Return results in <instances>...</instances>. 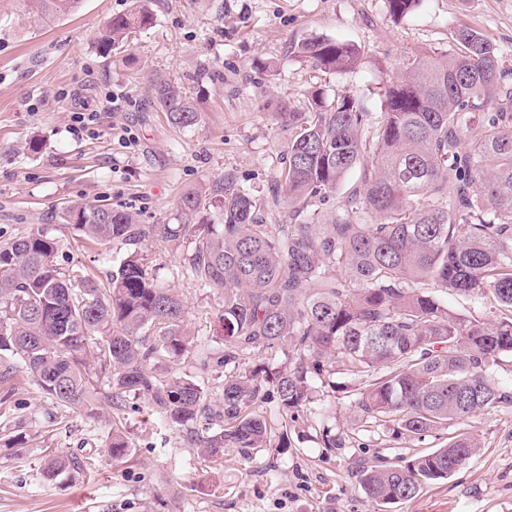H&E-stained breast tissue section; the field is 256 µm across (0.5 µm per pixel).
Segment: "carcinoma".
<instances>
[{
	"mask_svg": "<svg viewBox=\"0 0 512 512\" xmlns=\"http://www.w3.org/2000/svg\"><path fill=\"white\" fill-rule=\"evenodd\" d=\"M42 23L79 0H29ZM405 17L419 0H386ZM149 24L140 0L99 30L114 47ZM314 66L354 69L361 48L326 37L297 46ZM405 74L384 87L376 115L354 95L328 98L316 88L306 111L290 112L286 160L264 198L226 178L188 194L178 224H138L107 205H69L59 218L94 243L118 242L126 255L106 280L66 272L59 244L43 233L0 242V386L25 372L66 408L90 405L92 375L108 374L113 414L134 394L168 423L186 428L200 456L224 461L271 447L264 404L283 420L314 413L318 389L341 392L365 422L422 438L512 402L490 369L512 355V68L495 45L467 25L446 49L407 57ZM153 98L172 125L201 113L164 79ZM360 171L336 211L322 209L344 178ZM288 219L267 216L281 204ZM219 222L207 219L210 213ZM161 239L184 248L183 267L222 293L224 348L204 368L224 378L222 411L205 402L191 377L156 371L191 353L185 309L145 267L141 246ZM457 295L492 317L448 306ZM262 355V362L246 360ZM291 355L279 364V355ZM341 367L360 378L342 385ZM114 459L128 456L112 429ZM477 451L465 434L401 464L358 473L365 497L380 508L415 498ZM74 457L48 454L43 476L78 473Z\"/></svg>",
	"mask_w": 512,
	"mask_h": 512,
	"instance_id": "carcinoma-1",
	"label": "carcinoma"
}]
</instances>
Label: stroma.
<instances>
[{"instance_id":"35a3bbf8","label":"stroma","mask_w":512,"mask_h":512,"mask_svg":"<svg viewBox=\"0 0 512 512\" xmlns=\"http://www.w3.org/2000/svg\"><path fill=\"white\" fill-rule=\"evenodd\" d=\"M131 2L82 0L42 25L26 0H0V241L47 234L60 244L61 268L100 279L119 261L118 246L84 240L59 219L63 207L109 204L141 224H176L185 194L224 178L265 194L286 153L283 115L303 111L309 91L354 94L382 112L381 91L407 56L450 45L461 25L512 64V0H421L398 21L385 0H142L151 25L103 52L99 27ZM312 36L357 44L360 64L344 74L313 68L294 51ZM159 76L191 98L201 121L170 124L152 98ZM108 93L115 107L98 110ZM76 111L95 112L97 135L74 131ZM143 252L149 274L182 299L193 344L223 347L220 293L178 273L170 243L149 241ZM321 402L325 415L286 425L269 414L287 447L246 456L228 448L214 468L186 432L133 398L122 424L130 453L116 461L105 400L64 411L19 375L0 406V512H377L358 467L400 462L459 433L477 439V454L388 512H512V404L418 441L369 427L346 399ZM327 429L344 447L324 448ZM51 451L81 459L83 472L45 480Z\"/></svg>"}]
</instances>
